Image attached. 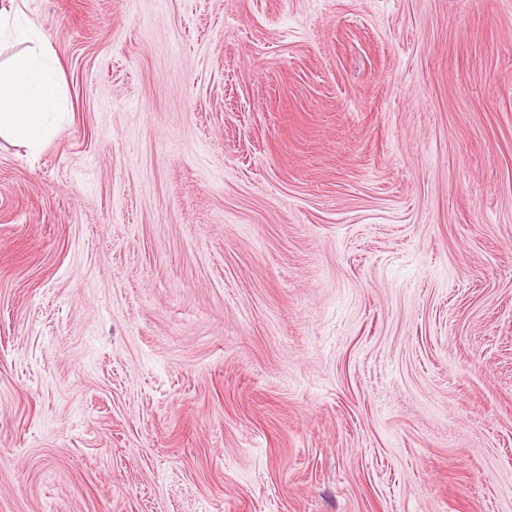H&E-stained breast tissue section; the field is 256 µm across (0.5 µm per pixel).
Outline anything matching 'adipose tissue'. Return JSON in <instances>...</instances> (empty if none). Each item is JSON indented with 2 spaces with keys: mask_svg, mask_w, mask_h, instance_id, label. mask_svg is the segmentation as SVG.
Masks as SVG:
<instances>
[{
  "mask_svg": "<svg viewBox=\"0 0 512 512\" xmlns=\"http://www.w3.org/2000/svg\"><path fill=\"white\" fill-rule=\"evenodd\" d=\"M24 42V50L0 63V136L38 147L52 130L61 90L50 46L41 32L0 11V40Z\"/></svg>",
  "mask_w": 512,
  "mask_h": 512,
  "instance_id": "ef3b65f1",
  "label": "adipose tissue"
}]
</instances>
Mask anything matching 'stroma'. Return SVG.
Segmentation results:
<instances>
[{
	"mask_svg": "<svg viewBox=\"0 0 512 512\" xmlns=\"http://www.w3.org/2000/svg\"><path fill=\"white\" fill-rule=\"evenodd\" d=\"M0 8V512H512V0ZM33 44L0 63V136L37 148L52 130L61 102L53 53L41 32L0 11V40Z\"/></svg>",
	"mask_w": 512,
	"mask_h": 512,
	"instance_id": "35a3bbf8",
	"label": "stroma"
}]
</instances>
